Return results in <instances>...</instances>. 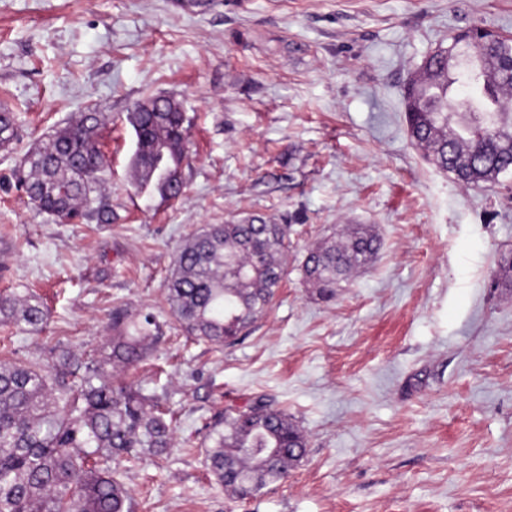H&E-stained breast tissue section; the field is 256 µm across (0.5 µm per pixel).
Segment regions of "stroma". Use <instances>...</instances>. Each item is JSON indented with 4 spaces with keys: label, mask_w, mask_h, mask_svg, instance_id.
Returning a JSON list of instances; mask_svg holds the SVG:
<instances>
[{
    "label": "stroma",
    "mask_w": 512,
    "mask_h": 512,
    "mask_svg": "<svg viewBox=\"0 0 512 512\" xmlns=\"http://www.w3.org/2000/svg\"><path fill=\"white\" fill-rule=\"evenodd\" d=\"M512 35V0H0V296L39 328L0 324V362L95 358L112 312L163 336L117 383L175 420L160 459L121 469L132 512H512V172L467 187L411 140L402 89L449 36ZM191 120L177 200L133 187L134 103ZM99 106L113 223L65 224L12 176L21 156ZM292 227L288 278L231 342L187 336L166 300L175 254L206 224ZM363 224L381 249L334 300L302 263ZM284 410L307 440L287 479L249 500L219 484L204 439L225 410ZM19 123L14 112H0V148L7 149L19 140ZM48 314L39 303L21 302L13 296L0 297V322L22 324L37 328L46 323Z\"/></svg>",
    "instance_id": "35a3bbf8"
}]
</instances>
